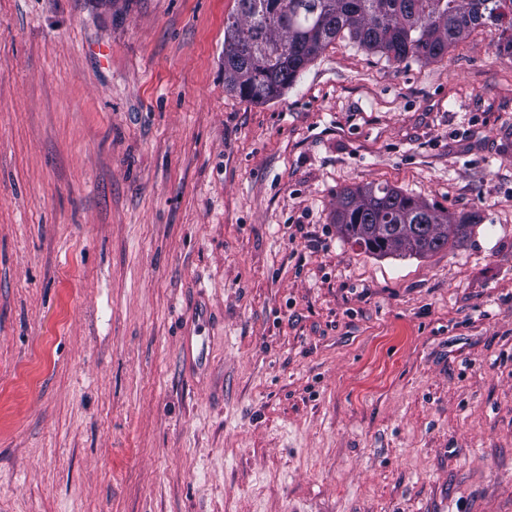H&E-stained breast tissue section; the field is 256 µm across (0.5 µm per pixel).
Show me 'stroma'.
Segmentation results:
<instances>
[{
  "label": "stroma",
  "mask_w": 512,
  "mask_h": 512,
  "mask_svg": "<svg viewBox=\"0 0 512 512\" xmlns=\"http://www.w3.org/2000/svg\"><path fill=\"white\" fill-rule=\"evenodd\" d=\"M235 9L0 0V512H512V54L252 104ZM370 182L479 221L365 253Z\"/></svg>",
  "instance_id": "35a3bbf8"
}]
</instances>
